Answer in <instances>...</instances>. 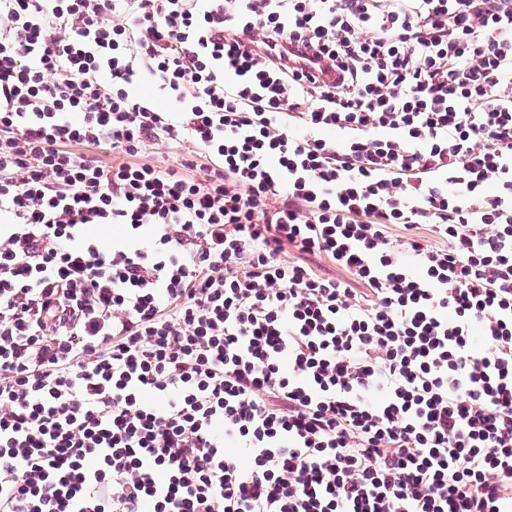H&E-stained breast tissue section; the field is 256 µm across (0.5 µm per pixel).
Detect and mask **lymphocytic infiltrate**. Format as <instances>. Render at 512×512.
<instances>
[{
    "label": "lymphocytic infiltrate",
    "instance_id": "lymphocytic-infiltrate-1",
    "mask_svg": "<svg viewBox=\"0 0 512 512\" xmlns=\"http://www.w3.org/2000/svg\"><path fill=\"white\" fill-rule=\"evenodd\" d=\"M0 512H512V0H0Z\"/></svg>",
    "mask_w": 512,
    "mask_h": 512
}]
</instances>
